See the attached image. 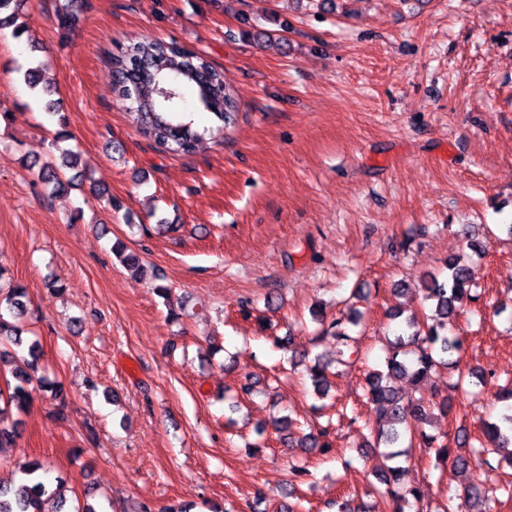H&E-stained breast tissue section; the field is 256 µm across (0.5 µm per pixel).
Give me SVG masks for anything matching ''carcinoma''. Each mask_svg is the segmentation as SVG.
<instances>
[{
	"label": "carcinoma",
	"instance_id": "1",
	"mask_svg": "<svg viewBox=\"0 0 512 512\" xmlns=\"http://www.w3.org/2000/svg\"><path fill=\"white\" fill-rule=\"evenodd\" d=\"M85 0H65L57 9L54 21L63 31L71 30L83 13ZM20 5L17 0H0V29L13 28L21 34L17 24ZM112 68L113 89L117 96L128 101L138 112L141 133L155 145L172 154H188L202 140L194 121L186 118L181 110L182 89L191 85L203 109L211 113L223 125L235 123L239 110L235 91L224 71L215 68L195 51L177 43L153 39L132 41L121 47L109 59ZM44 110L56 118L58 130L52 146L55 152L41 165V179L51 186V195H63L74 187L73 181L64 178V170L75 166V153L62 149L59 143L69 138L66 116L60 113L59 100L45 89ZM448 275L441 280L428 275L423 288V299L431 302V314H415L404 319L405 329L389 342L385 364L387 372H372L366 377L364 397L377 411L376 423L365 421L364 428L375 434L374 442L365 447L374 450L379 464L374 476L380 487L375 492L389 501L391 512H405L412 503L417 512H430V504L424 502L420 484L401 486L404 467L396 460L401 453L394 450L398 442L407 438L418 448L435 450V456L443 465L455 467L468 465V460L491 466L488 455L503 450L507 461L512 463V413L505 414L497 422L483 425L482 436L486 443L474 450L472 457L451 456L446 444H436L437 438L415 428L428 422L432 411L448 413L453 406L454 393L469 394L464 387V375L448 385L449 394L434 393L405 398L398 395L385 382L386 378L406 376L415 387L440 367L458 366L464 351L463 338L448 332V321L459 314V304L470 296L475 282L472 264L460 257L447 262ZM6 303L9 316L0 313V360L11 353L22 352L28 356L27 364L37 369L40 359L39 343L24 336L22 319L27 313V288L21 284L0 287V304ZM337 343L350 346L357 337L348 333L342 320L329 325ZM316 395L323 396L330 389L328 366L315 359L308 367ZM15 384L0 389V447L9 442L17 432V424H4L5 414L13 408L21 413L32 400V375L17 367L13 371ZM330 432L325 427L313 429L295 441V447L306 452L323 451L330 447ZM47 466L40 460H32L17 467L8 477L0 478V512H41L47 498L64 502L61 479L52 483L46 479Z\"/></svg>",
	"mask_w": 512,
	"mask_h": 512
}]
</instances>
